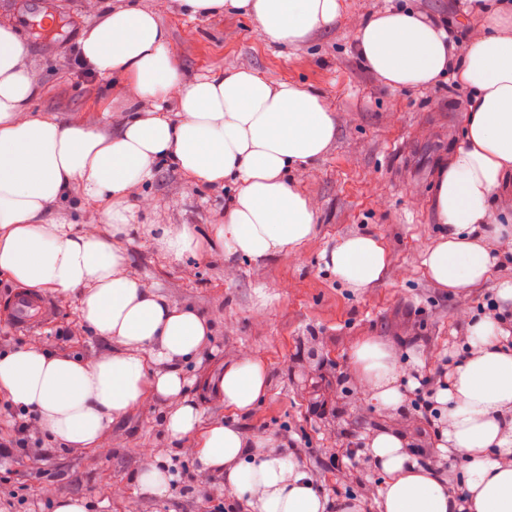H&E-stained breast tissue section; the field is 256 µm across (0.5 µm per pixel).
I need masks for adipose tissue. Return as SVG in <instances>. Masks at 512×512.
<instances>
[{
    "instance_id": "1",
    "label": "adipose tissue",
    "mask_w": 512,
    "mask_h": 512,
    "mask_svg": "<svg viewBox=\"0 0 512 512\" xmlns=\"http://www.w3.org/2000/svg\"><path fill=\"white\" fill-rule=\"evenodd\" d=\"M190 16L234 11L259 23L274 44L298 45L332 23L338 0H183ZM512 9L490 15L482 33L456 49L448 32L415 11L392 8L363 22L356 46L366 67L395 89L436 83L458 59L472 92L464 141L439 161L432 207L443 232L422 259L435 284L459 291L482 284L495 258L487 234L512 240L511 224H492L493 202L512 190ZM84 62L101 78L136 84L141 98L179 102L176 122L157 112L130 110L121 130L106 136L92 126L31 114L35 74L21 62L23 46L0 26V271L23 290L73 292L82 323L112 343L93 361L26 345L0 354V397L34 415L39 432L57 448L93 449L112 423L147 398L173 402L171 436L191 442L200 472L223 476L247 512H362L357 499L330 500L295 456L236 426H201L185 393V363L199 357L214 332L202 313L172 305L156 289L126 273L121 246L133 227L127 193L168 162L194 179L232 184L234 195L212 238L187 226L162 227L161 252L205 256L220 245L225 256L263 262L297 253L316 234V216L294 174L314 164L336 136L321 96L304 86L271 85L248 70L184 82L166 31L136 7L110 12L81 41ZM106 203L112 232L40 223L44 208L63 202L72 187ZM338 283L357 291L380 283L388 254L369 233L342 238L324 253ZM468 351L446 372L435 396L437 449L464 454L461 489L428 469L395 429L373 432L369 457L386 476L382 512H512V348L507 330L481 316L466 329ZM352 365L378 409L399 410L405 395L392 347L368 339ZM201 388L225 406L250 411L267 390V372L254 356L225 361Z\"/></svg>"
}]
</instances>
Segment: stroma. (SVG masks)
Returning a JSON list of instances; mask_svg holds the SVG:
<instances>
[{
	"label": "stroma",
	"mask_w": 512,
	"mask_h": 512,
	"mask_svg": "<svg viewBox=\"0 0 512 512\" xmlns=\"http://www.w3.org/2000/svg\"><path fill=\"white\" fill-rule=\"evenodd\" d=\"M59 28L47 34L18 31L24 61L37 73L40 89L34 115L60 121L79 119L103 134L120 129L129 105H140L135 87L112 83L76 69L84 32L99 23L115 0H62ZM167 31L184 81L227 70L248 69L271 84L296 82L315 89L336 121V137L324 156L295 176L316 214L317 232L297 255L262 263L227 258L215 250L204 258L175 261L158 251L155 225H187L207 231L224 221L230 196L223 186L194 181L177 169L158 166L128 203L137 231L122 246L128 269L179 307L216 317L217 330L187 371L208 376L225 358L240 352L260 358L269 374L267 394L246 414L224 407L191 387L203 424L229 421L246 434L306 444L299 463L333 500L354 497L363 512H381L385 477L360 446L396 417L379 412L359 396L351 379V356L361 342L376 338L392 346L407 375L432 376L441 359L455 355L469 316L512 282V256L500 258L483 286L453 294L430 281L422 256L441 233L432 209L438 162L463 140L468 103L449 89L448 78L430 87L387 86L362 63L356 31L366 18L392 7L423 8L445 21L450 36L464 39L481 29L483 14L469 0H340L329 27L312 31L297 46L267 42L260 26L234 13L189 16L181 0H136ZM45 218L59 224L97 223L110 230L103 203L71 191L49 204ZM371 233L385 244L390 267L377 286L355 292L336 282L321 256L338 239ZM16 285L0 272V333L16 345L37 344L54 353L94 359L110 345L81 323L73 293L45 291L51 304L46 322L25 332L9 321V295ZM169 403L152 398L134 414L113 423L102 445L106 456L89 463L88 450L48 446L39 459L0 455V512H55V498L83 497L88 512H124L126 501L140 512H241L219 476L185 487L186 471L197 465L186 443L163 425ZM159 458L173 476L162 496L144 493L135 477L146 454ZM346 460L353 480L342 479L331 458ZM116 488L108 496V488Z\"/></svg>",
	"instance_id": "stroma-1"
}]
</instances>
